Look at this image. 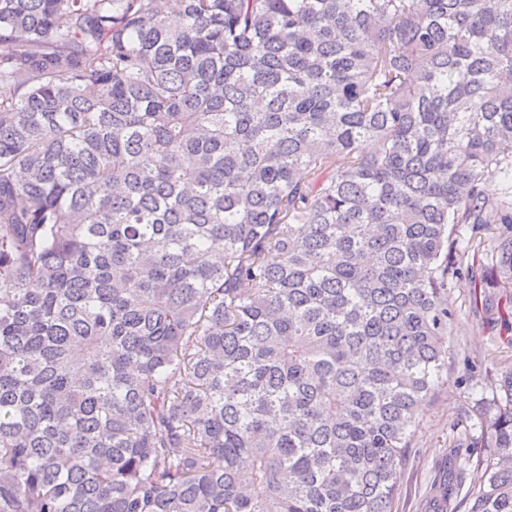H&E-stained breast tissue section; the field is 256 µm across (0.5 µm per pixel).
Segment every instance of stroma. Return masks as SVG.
<instances>
[{
	"mask_svg": "<svg viewBox=\"0 0 512 512\" xmlns=\"http://www.w3.org/2000/svg\"><path fill=\"white\" fill-rule=\"evenodd\" d=\"M491 311H475L467 279L448 288V305L455 313L454 361L470 365L467 383H449L439 390L419 417L414 448L401 479L395 512H419V504L441 473L470 482L473 474L458 466L467 457L469 435L475 422V406L487 371L512 357L507 341L512 338V290L492 289Z\"/></svg>",
	"mask_w": 512,
	"mask_h": 512,
	"instance_id": "1",
	"label": "stroma"
}]
</instances>
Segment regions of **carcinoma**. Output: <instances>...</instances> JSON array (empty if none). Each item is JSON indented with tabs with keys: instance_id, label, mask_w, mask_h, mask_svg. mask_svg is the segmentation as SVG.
<instances>
[{
	"instance_id": "carcinoma-1",
	"label": "carcinoma",
	"mask_w": 512,
	"mask_h": 512,
	"mask_svg": "<svg viewBox=\"0 0 512 512\" xmlns=\"http://www.w3.org/2000/svg\"><path fill=\"white\" fill-rule=\"evenodd\" d=\"M168 10L0 0V512H393L512 288V0ZM475 416L422 512H512V363ZM471 289L469 280L464 278L448 286V306L455 313L454 361L460 373L464 363L473 366L471 377L462 385L455 383L457 375L448 378V386L423 408L414 448L395 500L397 512H420L422 498L444 469L448 468L452 478L462 480L465 488L474 477L472 471L464 469L463 458L481 451L467 447L470 433L475 434L476 400L486 371L505 359L512 362V348L506 343L512 337V290L490 288L492 310L485 312L479 306V312H475Z\"/></svg>"
}]
</instances>
